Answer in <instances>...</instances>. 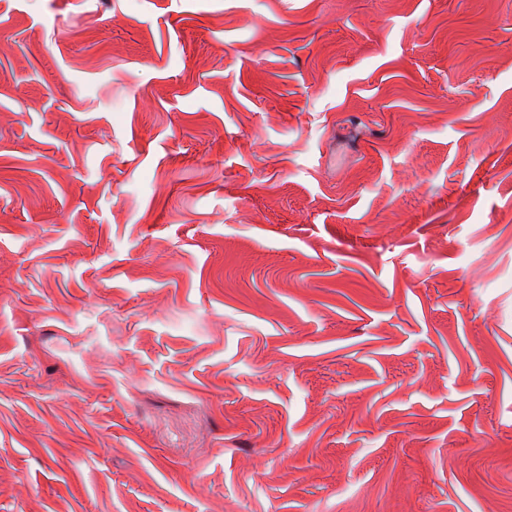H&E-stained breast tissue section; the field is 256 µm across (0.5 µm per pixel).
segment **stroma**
Returning a JSON list of instances; mask_svg holds the SVG:
<instances>
[{
	"mask_svg": "<svg viewBox=\"0 0 512 512\" xmlns=\"http://www.w3.org/2000/svg\"><path fill=\"white\" fill-rule=\"evenodd\" d=\"M0 512H512V0H0Z\"/></svg>",
	"mask_w": 512,
	"mask_h": 512,
	"instance_id": "1",
	"label": "stroma"
}]
</instances>
